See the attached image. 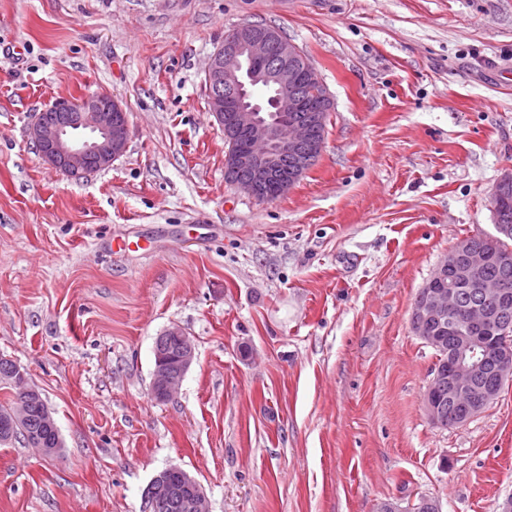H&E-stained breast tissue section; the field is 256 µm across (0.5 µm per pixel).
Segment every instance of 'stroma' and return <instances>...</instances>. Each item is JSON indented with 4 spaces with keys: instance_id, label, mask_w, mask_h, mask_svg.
Segmentation results:
<instances>
[{
    "instance_id": "stroma-1",
    "label": "stroma",
    "mask_w": 512,
    "mask_h": 512,
    "mask_svg": "<svg viewBox=\"0 0 512 512\" xmlns=\"http://www.w3.org/2000/svg\"><path fill=\"white\" fill-rule=\"evenodd\" d=\"M279 28L334 107L322 152L260 201L224 176L210 56ZM109 92L123 155L81 180L32 143L37 113ZM512 167V0H0V356L63 439L0 446V512H144L162 470L209 512H498L512 380L467 424L423 397L410 309L461 237L494 231ZM196 357L151 394L158 336Z\"/></svg>"
}]
</instances>
